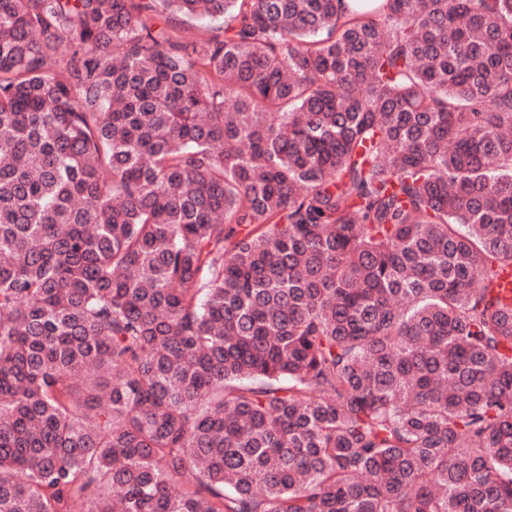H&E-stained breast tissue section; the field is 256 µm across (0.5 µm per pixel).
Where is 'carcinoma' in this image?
<instances>
[{"label":"carcinoma","instance_id":"carcinoma-1","mask_svg":"<svg viewBox=\"0 0 512 512\" xmlns=\"http://www.w3.org/2000/svg\"><path fill=\"white\" fill-rule=\"evenodd\" d=\"M508 273L512 0H0V512H512Z\"/></svg>","mask_w":512,"mask_h":512}]
</instances>
